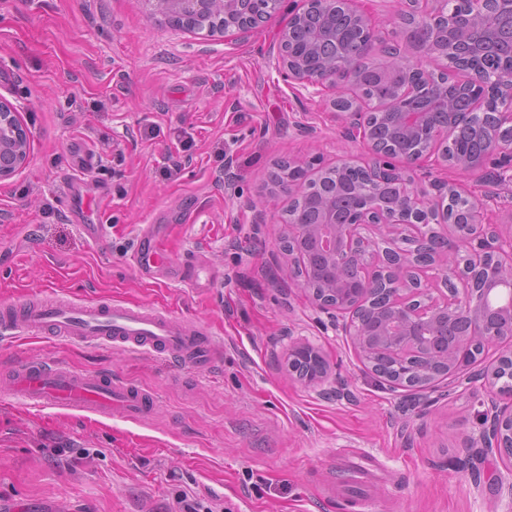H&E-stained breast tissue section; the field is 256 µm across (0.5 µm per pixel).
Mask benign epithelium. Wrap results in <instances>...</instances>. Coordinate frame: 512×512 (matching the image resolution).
<instances>
[{
    "label": "benign epithelium",
    "mask_w": 512,
    "mask_h": 512,
    "mask_svg": "<svg viewBox=\"0 0 512 512\" xmlns=\"http://www.w3.org/2000/svg\"><path fill=\"white\" fill-rule=\"evenodd\" d=\"M149 14L165 22L197 31L211 30L212 21H225L223 31H249L252 13L247 0H143ZM371 0H302L281 30L276 67L286 80L322 97L343 120L342 135L368 149L365 159L349 156L325 165L318 157L306 162H279L269 175L267 198L289 197L281 214L289 281L308 293L313 307L331 318L336 331L350 337L361 360L386 389L410 388L430 395L437 384L432 366L444 364L442 376L453 377L477 363L495 348L498 356L476 377L495 386L512 377V236L504 238L490 216L487 200L457 182L433 178L423 184L419 171L436 165L479 173L478 182L502 183L512 179V69L487 76L475 55L458 61L468 78L469 118L484 129L486 151L478 156L451 157L446 147L454 126L432 117L446 112L448 81L441 68H426L404 59L393 40L381 38L370 11ZM431 8L394 21V34L417 39L420 55L451 60L458 53L448 42L454 11L448 0H431ZM496 0H470L469 20L484 37L494 38L484 24ZM331 20L338 12L356 24L357 51L349 57L328 58L321 39L310 38L306 50H295V29L307 12ZM381 55L387 64L404 71V84L378 97L365 93L363 68L370 57ZM425 96L429 111L418 105ZM394 116L402 130L420 141L408 152L380 138L374 117ZM30 136L19 119V108L0 96V181L14 177L28 162ZM351 168L365 171L368 188L359 192L358 205L336 219L323 197L318 207L320 224L304 220L302 206L311 185L324 174L336 176ZM390 180L399 186L396 202L373 198L372 186ZM468 200L460 218L449 216L458 199ZM460 248L430 253L427 269L420 270L419 255L433 237L448 236ZM420 322L455 328L448 351L439 356L417 344L411 327ZM288 368L305 383H318L328 374L323 352L310 343L288 348ZM497 390L483 403L482 423L473 445L482 456L499 458L512 475V403L501 402Z\"/></svg>",
    "instance_id": "7a95c632"
}]
</instances>
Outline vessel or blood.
I'll return each mask as SVG.
<instances>
[{"label":"vessel or blood","mask_w":512,"mask_h":512,"mask_svg":"<svg viewBox=\"0 0 512 512\" xmlns=\"http://www.w3.org/2000/svg\"><path fill=\"white\" fill-rule=\"evenodd\" d=\"M133 261L147 277L163 266L158 239L142 234ZM48 329L72 347H120L199 368L209 365L215 349L213 338L199 328L140 305L59 297L0 309V336L5 339L37 340ZM0 392L28 409L71 410L100 423L117 418L136 424L157 404L150 391L113 377L111 371L78 372L61 360L17 361L0 374Z\"/></svg>","instance_id":"1"}]
</instances>
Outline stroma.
Wrapping results in <instances>:
<instances>
[{"mask_svg": "<svg viewBox=\"0 0 512 512\" xmlns=\"http://www.w3.org/2000/svg\"><path fill=\"white\" fill-rule=\"evenodd\" d=\"M300 4L282 0L267 23L227 37L156 22L141 0H0V96L31 135L26 166L0 182V305L138 303L204 329L218 353L198 369L114 347L0 341V370L63 359L158 396L141 422L109 425L0 396L1 502L20 512H182L187 501L209 512H512L498 494L502 462L469 456L484 381L440 380L434 402L386 390L280 276L288 201L266 202L268 172L289 157L329 164L364 152L273 63ZM83 144L97 162L81 172ZM228 156L234 197L224 193ZM166 167L178 175L165 178ZM73 173L79 211L63 205ZM87 222L103 225L100 242L82 232ZM146 232L165 249L152 278L132 261ZM193 262L209 287L178 279ZM295 342L324 352L323 383L289 374Z\"/></svg>", "mask_w": 512, "mask_h": 512, "instance_id": "35a3bbf8", "label": "stroma"}]
</instances>
